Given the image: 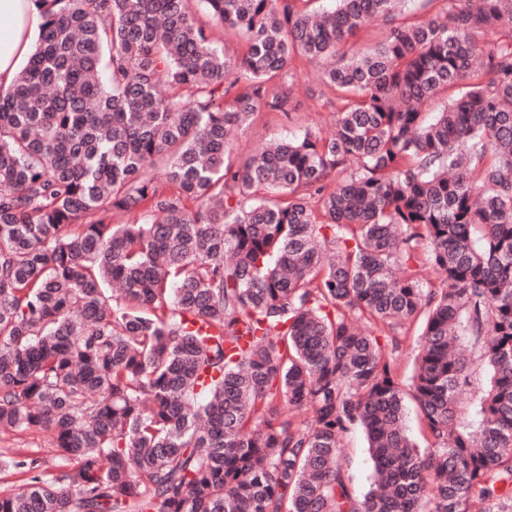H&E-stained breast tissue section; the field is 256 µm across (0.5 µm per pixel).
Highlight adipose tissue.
I'll list each match as a JSON object with an SVG mask.
<instances>
[{"instance_id":"adipose-tissue-1","label":"adipose tissue","mask_w":512,"mask_h":512,"mask_svg":"<svg viewBox=\"0 0 512 512\" xmlns=\"http://www.w3.org/2000/svg\"><path fill=\"white\" fill-rule=\"evenodd\" d=\"M40 0H0V87H9L34 51Z\"/></svg>"}]
</instances>
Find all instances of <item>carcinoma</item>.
Segmentation results:
<instances>
[{
  "mask_svg": "<svg viewBox=\"0 0 512 512\" xmlns=\"http://www.w3.org/2000/svg\"><path fill=\"white\" fill-rule=\"evenodd\" d=\"M308 2L48 0L0 88V430L50 440L0 512H512V0ZM298 58L333 130L233 161ZM418 338L417 326H414L400 351V374L402 379L407 380L411 376L414 358L418 352ZM347 448L352 460L351 473L354 484L359 491H363L369 485L372 465L364 437L360 431L351 438Z\"/></svg>",
  "mask_w": 512,
  "mask_h": 512,
  "instance_id": "cac0c4a2",
  "label": "carcinoma"
}]
</instances>
